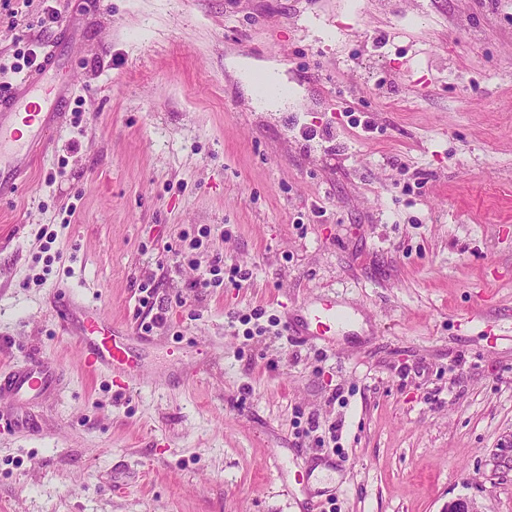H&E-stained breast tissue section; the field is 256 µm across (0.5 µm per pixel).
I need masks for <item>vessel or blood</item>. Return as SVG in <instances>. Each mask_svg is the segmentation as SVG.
<instances>
[{"mask_svg": "<svg viewBox=\"0 0 512 512\" xmlns=\"http://www.w3.org/2000/svg\"><path fill=\"white\" fill-rule=\"evenodd\" d=\"M61 66L55 50H48L40 66L11 93L0 95V199L23 187L36 148L45 147L46 130L60 123L59 88L47 79ZM61 333L74 340L81 352L82 367L91 375L108 374L119 384L133 382L139 366L125 337L105 312L95 305H77L58 317ZM65 379L57 361L42 356L0 371V400L9 399L7 424L11 429L35 432L34 408L48 403Z\"/></svg>", "mask_w": 512, "mask_h": 512, "instance_id": "vessel-or-blood-1", "label": "vessel or blood"}]
</instances>
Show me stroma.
Masks as SVG:
<instances>
[{
    "mask_svg": "<svg viewBox=\"0 0 512 512\" xmlns=\"http://www.w3.org/2000/svg\"><path fill=\"white\" fill-rule=\"evenodd\" d=\"M56 6L69 92L0 200V362L67 376L38 434L0 430V512H512V0ZM44 8L0 0V91ZM241 59L296 97L256 111ZM217 259L248 279L199 287ZM324 299L346 326L297 336ZM68 301L135 332L143 383L84 371ZM234 66L244 82H249L257 69L261 70L263 75L267 76L272 83H280L284 80V76L268 63L238 61Z\"/></svg>",
    "mask_w": 512,
    "mask_h": 512,
    "instance_id": "1",
    "label": "stroma"
}]
</instances>
